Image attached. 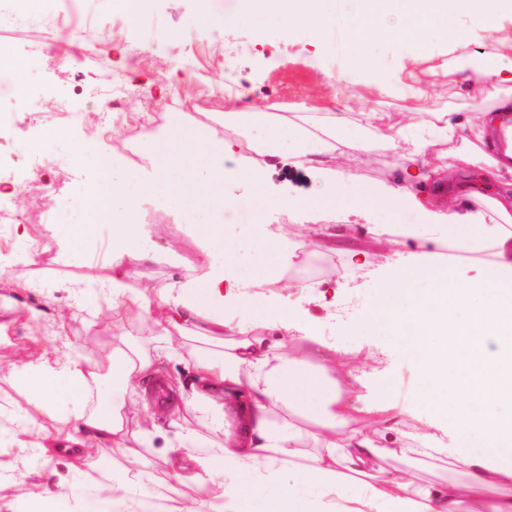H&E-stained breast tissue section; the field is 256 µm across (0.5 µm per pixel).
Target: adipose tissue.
Wrapping results in <instances>:
<instances>
[{
	"instance_id": "1",
	"label": "adipose tissue",
	"mask_w": 512,
	"mask_h": 512,
	"mask_svg": "<svg viewBox=\"0 0 512 512\" xmlns=\"http://www.w3.org/2000/svg\"><path fill=\"white\" fill-rule=\"evenodd\" d=\"M247 4L255 18L283 27L304 20L319 35L339 22L334 0ZM511 5L512 0H354L341 22L358 58L365 32L395 10L404 15L398 35L407 38L424 27L447 33L464 15L492 27ZM496 59L487 54L466 76L490 103L474 125L451 110L407 129H388L381 113L367 112L357 127L333 117L325 139L315 140L302 126L269 122L263 112H228L224 123L262 131L259 148H287L298 168L336 150L338 135L361 138L367 152L411 142V162L442 139L450 145L449 168L461 162L474 166L487 185L512 174V145L494 153L485 149L512 117V88H506ZM150 147L154 173L140 188L175 207L223 205L230 177L256 186L264 182L263 172L246 160L225 168L230 145L178 119ZM483 202L484 212L473 220L428 209L422 223L423 244L444 237L461 251L485 255L476 276L462 284L449 281L446 269L422 257L381 283L378 306L368 317L370 325L384 323L406 337L418 375L415 396L434 407V418L409 429L407 408L360 393L363 361L338 358L286 301L268 295V288L292 287L284 270L306 247L299 233L284 227L260 231L258 244L269 262L253 272H243L228 251L223 268L188 285L128 290L121 266L142 226L132 219L135 197H126L122 216L112 225L113 274H88L83 285L74 286V300L104 299L137 316L157 302L166 314L147 343L124 341L94 362L76 347L60 356L51 351L38 363L9 371V380L41 406H48L59 380L78 403L59 420L62 439H48L25 424L13 432L21 447L44 462L67 456L84 476L80 487L64 480L44 484L31 512H144L139 472L112 471L113 453L125 446V395L153 376L156 358L177 354L200 338L207 345L190 357L192 401L224 439L196 467L170 464L176 483L198 493L179 497L169 512H512V460L506 456L512 448V191ZM424 279L433 289L416 294L415 283ZM104 381L111 397L100 390ZM445 424L456 442L448 455L451 475L433 484L422 478L415 461L437 456L428 441ZM387 454L409 465L392 477H377L375 466Z\"/></svg>"
}]
</instances>
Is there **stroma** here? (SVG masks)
<instances>
[{"label": "stroma", "instance_id": "stroma-1", "mask_svg": "<svg viewBox=\"0 0 512 512\" xmlns=\"http://www.w3.org/2000/svg\"><path fill=\"white\" fill-rule=\"evenodd\" d=\"M0 5L13 10L12 21L0 23V52L9 56L8 78L0 81V111L10 114V130L24 152L49 162L46 193L30 196L26 206L45 219L56 206L68 209L62 223L44 221L21 231L12 225L8 239H0V257L6 259L25 252L28 238L36 235L46 236L51 246L49 255L36 256L34 264L17 263L0 274V371L37 361L52 336L57 311L71 301L70 281L93 266L104 275L112 272L108 246L112 223L95 222L82 207L98 179V155L111 158L114 181L131 193L137 179L152 172L150 141L176 115L209 127L216 139L232 143L236 155L251 157L263 167L269 157L254 150L255 134L225 128L222 113L249 112L259 105L283 124L296 121L301 113L325 120L345 113L357 124L363 112L375 111L383 113L386 125L398 128L418 122L424 113L454 109L462 119L473 120L488 103L464 81L458 68L481 62L492 48H500L502 37H512L511 11L502 14L495 29L463 16L453 28L467 34L466 46L426 30L418 31L414 43L371 40L367 46L378 67L370 70L346 55L337 38L320 39L306 25L274 29L243 18L244 0H154L145 18L139 17L132 0H85L75 18L66 0H59L61 22L53 28L28 11L25 0H0ZM203 8L216 16L236 17L237 22L229 27L201 25L197 15ZM116 26L127 28L126 40L113 41ZM218 47L224 50L220 66L212 59ZM500 50L499 69H512V48ZM103 72L126 86L123 114L91 130L59 131L60 99L69 98L76 111L93 100L106 104L110 89L98 79ZM429 81L435 84L432 97L411 93V86ZM15 83L25 90L19 104L10 93ZM30 112L42 113V122L26 124ZM407 150L403 144L395 152L367 153L351 142L318 155L313 168L300 170L288 181L271 180L260 189L232 182L224 189V198L235 211L224 238L246 268L267 262L253 238L257 213H264L273 230L284 224L305 225L308 246L300 260L328 266L329 271L316 279L314 287L288 289L284 300L335 346L337 355L371 358L376 370L365 377V392L401 406L408 405L406 395L417 384L414 363L400 337L380 326L364 329L363 323L377 302L380 280L420 251L417 239L408 235L410 226L418 222L416 209L407 205L356 216L336 208L302 216L266 207L262 198L317 195L325 190V171L333 169L343 176L339 187L343 197L356 196L374 184H403L418 200L430 203L425 180L406 178L399 165V153ZM136 217L142 232L124 259V269L132 274L127 287L149 283L177 288L201 278L210 266L223 265V249L204 252L192 210H175L142 195ZM29 274L43 278L38 292L19 293L10 287V278ZM161 318L157 307L134 318L102 300L94 313L76 312L62 340L95 361L119 345L123 334L146 341ZM155 419L162 435L154 448L129 441L124 452L115 454L114 466L144 470L146 482L158 495L172 496L180 487L169 476L165 460L181 451L166 447L165 435L181 427L201 430L204 444L195 453L203 456L219 441L220 433L201 428L196 410L184 404L175 411L156 412ZM60 478L81 481L66 458L47 466L29 457L20 474L0 483V503L12 512H29L40 486Z\"/></svg>", "mask_w": 512, "mask_h": 512}]
</instances>
